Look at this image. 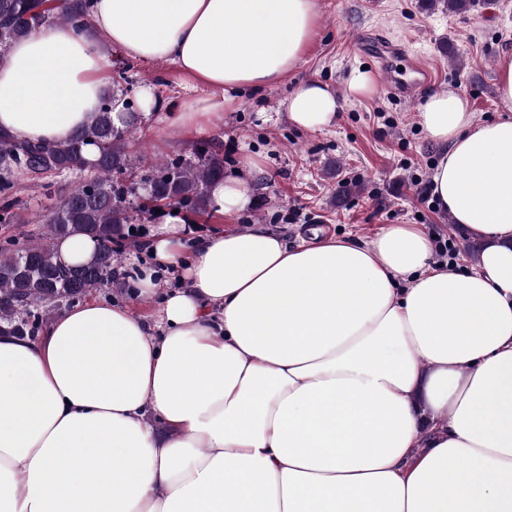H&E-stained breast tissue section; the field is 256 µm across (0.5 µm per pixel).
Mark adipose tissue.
Wrapping results in <instances>:
<instances>
[{
    "label": "adipose tissue",
    "instance_id": "1",
    "mask_svg": "<svg viewBox=\"0 0 512 512\" xmlns=\"http://www.w3.org/2000/svg\"><path fill=\"white\" fill-rule=\"evenodd\" d=\"M316 0H93L87 31L42 24L0 57V130L58 142L91 123L106 48L168 60L224 92L300 63ZM508 112L478 120L427 92L432 193L482 243L437 265L416 224L368 242H288L266 225L185 248L178 216L150 244L181 269L151 317L90 300L42 338L0 335V512H512V52ZM331 125L318 82L287 102ZM253 203L248 173L209 190Z\"/></svg>",
    "mask_w": 512,
    "mask_h": 512
}]
</instances>
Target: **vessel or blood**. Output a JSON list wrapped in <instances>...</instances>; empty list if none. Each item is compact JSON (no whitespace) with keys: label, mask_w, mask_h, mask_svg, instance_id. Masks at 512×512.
I'll list each match as a JSON object with an SVG mask.
<instances>
[{"label":"vessel or blood","mask_w":512,"mask_h":512,"mask_svg":"<svg viewBox=\"0 0 512 512\" xmlns=\"http://www.w3.org/2000/svg\"><path fill=\"white\" fill-rule=\"evenodd\" d=\"M359 52L372 55L380 64V70L386 77V88L404 101H412L421 88L429 85L432 73L419 59L405 62L403 68H396L394 60L399 59L400 52L396 45L388 41H375L363 37L357 44Z\"/></svg>","instance_id":"1"}]
</instances>
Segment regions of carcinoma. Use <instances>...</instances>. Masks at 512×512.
Here are the masks:
<instances>
[{
  "mask_svg": "<svg viewBox=\"0 0 512 512\" xmlns=\"http://www.w3.org/2000/svg\"><path fill=\"white\" fill-rule=\"evenodd\" d=\"M90 0H0V49L25 37L45 23L86 25ZM138 115L127 110L120 125L112 118V98L106 97L94 121L69 139L49 144L22 142L0 131V224H16L14 175L39 178L94 170L43 215V234L18 249L0 248V334L33 336L63 303L71 302L109 284L121 263L129 237L128 225L140 224L156 208L140 202L150 192L160 207L175 205L190 213L210 209L209 188L224 178V157L212 143L201 141L195 160L177 156L155 162L136 173L127 146L137 130ZM97 148L94 163L85 149ZM84 234L96 239L95 259L86 265L63 262L58 240Z\"/></svg>",
  "mask_w": 512,
  "mask_h": 512,
  "instance_id": "1",
  "label": "carcinoma"
}]
</instances>
